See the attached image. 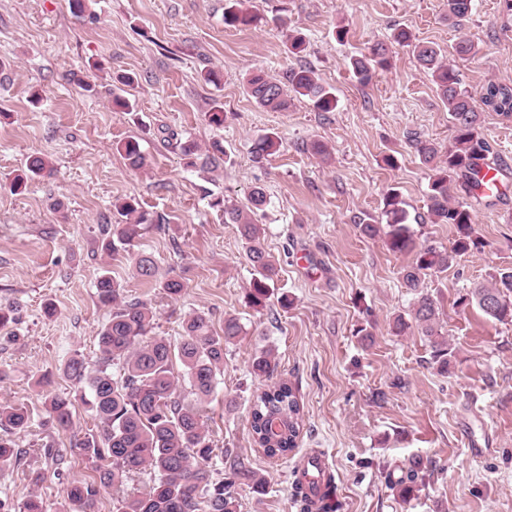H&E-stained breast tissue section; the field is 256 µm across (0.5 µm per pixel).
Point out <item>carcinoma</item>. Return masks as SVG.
<instances>
[{
    "label": "carcinoma",
    "mask_w": 512,
    "mask_h": 512,
    "mask_svg": "<svg viewBox=\"0 0 512 512\" xmlns=\"http://www.w3.org/2000/svg\"><path fill=\"white\" fill-rule=\"evenodd\" d=\"M224 9V24L230 27L250 26L258 16L245 6V0H230ZM445 20L453 27L462 24L471 13L472 0H447ZM412 47L420 66L427 69L441 101L448 108L453 132L452 144L443 152L430 140L416 137L413 144L422 162L432 171L429 181L428 209L435 224H451L455 238L451 248L433 245L416 248L408 227L403 224L405 211L395 190L384 199L386 223L377 224L372 217L361 218L362 234L384 238L394 253L416 251L412 264L402 270L405 287L415 294L409 317L397 315L391 324L396 336H404L416 327L427 340L432 363L441 375L451 374L454 355L441 332L439 310L433 297L420 289L428 270L444 271L458 257L482 246L475 234L472 215L461 203L453 201L454 188L460 185L470 192L481 190L479 176L490 166L494 152L484 136L483 111L488 108L505 118L512 117V85L490 82L480 97H474L462 87L455 65L444 61L440 46L416 40L412 33L397 29L389 42H376L368 51L350 59L354 79L369 85L376 73L391 65L393 45ZM246 94L261 108L273 112L288 108L291 101L303 99L317 112H333L338 100L334 88L325 85L316 71L307 65L292 67L283 79L263 73L248 77ZM176 141L181 156L189 167L217 168L226 153L220 142L203 151L192 139L180 140L171 133L167 141ZM279 138L270 132L255 140L252 153L270 155ZM120 150L128 165L140 168L145 154L138 139L129 138ZM52 171L50 160L39 153L28 157L26 168L11 183L14 192L24 191L34 179ZM266 203L262 187H254L249 204L240 207L216 198L211 206L224 214V223L235 224L246 242V257L254 270L248 299L254 307H264L270 296L271 283L278 275L277 263L266 251L261 228L256 223L257 211ZM121 224L105 225L106 238L102 248L115 250V243L131 246L142 236L146 224H164L161 214L142 209L134 198L116 204ZM134 277L143 282L156 279L154 260L143 252L131 257ZM99 303L110 308V316L98 333L99 355L90 367L79 358L66 363L67 375L76 383L89 388L90 396L81 397L88 406L95 427L84 432L75 443L80 455L91 468L90 479L70 483L63 489L72 512H97L104 490L112 491L113 512H237L238 488L251 487L254 492H266L265 480L251 467L248 460L224 454L214 445L204 420L203 403L213 393L217 373L224 368V350L244 333V326L234 317L224 319L223 333L211 329L210 318L196 312L185 320L184 335L173 343L152 335L154 313L138 298L124 296L122 285L109 272L96 280ZM459 307H476L482 314L498 322H512V268L501 269L491 285L468 289L456 300ZM183 369V378L174 374V365ZM118 366L112 371V366ZM274 349L267 345L257 349L251 359L254 376L270 380L277 370ZM190 388L193 399L180 389L179 381ZM72 399L51 390L46 391L47 417L41 426L61 432L76 429L71 410ZM302 407L296 388L281 379L253 396L250 407V428L254 444L270 459L288 456L298 447L303 425ZM32 420L28 409L9 401L0 402V466L20 463L22 451L16 448L15 437L30 431ZM224 456L225 477L213 479V460ZM144 471L154 473L152 484L141 496L121 495L125 484ZM419 478V464H411L395 481L400 494L407 498ZM333 478L320 471L310 479L307 468L295 474L292 492L300 503V512L315 510V497L327 499ZM0 512H42L37 495L14 505L0 501Z\"/></svg>",
    "instance_id": "carcinoma-1"
}]
</instances>
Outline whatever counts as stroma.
<instances>
[{
    "label": "stroma",
    "instance_id": "stroma-1",
    "mask_svg": "<svg viewBox=\"0 0 512 512\" xmlns=\"http://www.w3.org/2000/svg\"><path fill=\"white\" fill-rule=\"evenodd\" d=\"M225 4L84 0L79 11L70 0H0V304L17 308L16 323L0 329V401L25 404L38 422L42 377L76 396L64 366L75 355L97 359L110 310L94 284L106 269L126 296L151 306L156 336L177 341L198 311L214 330L228 317L245 327L225 349L204 403L218 446L250 459L267 480L262 495L239 488L238 512H299L294 471L313 455L334 477L327 512H512V323L455 304L465 289L512 268V119L484 115L502 169L499 194L454 193L470 205L483 248L422 281L454 351V370L443 376L417 329L389 330L396 315L410 312L413 295L401 271L414 253L391 252L383 238L362 235L355 220H383L384 197L394 189L416 244L451 247L454 228L432 223L430 172L407 139L416 133L448 148V109L408 48L394 46L390 68L365 87L348 67L349 57L389 40L399 26L447 51L463 34L474 49L455 66L478 97L488 82L512 83V14L502 0H473L456 29L444 20L446 0H251L260 23L234 28L224 24ZM342 25L349 33L340 42ZM292 29L307 41L299 59L288 54ZM301 63L335 88L336 111L295 100L271 112L244 93L253 71L279 79ZM209 69L222 73L221 86L203 81ZM125 73L136 77L130 113L113 109L109 94L113 78ZM89 83L94 91H86ZM216 98L224 104L220 128L206 118ZM167 131L204 148L220 141L229 160L211 174L187 167L178 148L164 143ZM270 131L280 138L278 151L255 158L254 140ZM131 137L147 158L143 168H130L117 149ZM315 141L328 146V159L309 152ZM36 152L49 158L51 174L12 193V178ZM389 156L394 166L386 165ZM255 186L266 193L257 220L279 267L274 296L261 310L247 300L253 274L244 241L210 205L215 196L245 204ZM125 197L167 219L133 249L155 258V282L132 276L129 251L101 248L102 227L119 222L114 204ZM169 277L184 284L175 301L159 286ZM49 302L51 317L43 313ZM363 326L372 333L367 346L358 335ZM264 344L275 348L278 375L297 388L302 405L299 446L280 460L254 447L247 421L262 388L251 358ZM46 442L66 448L70 437L37 428L17 436L26 456L0 467V499L18 504L34 493L47 512H63L62 488L90 471L76 453L56 470ZM414 458L421 471L405 500L389 480Z\"/></svg>",
    "mask_w": 512,
    "mask_h": 512
}]
</instances>
